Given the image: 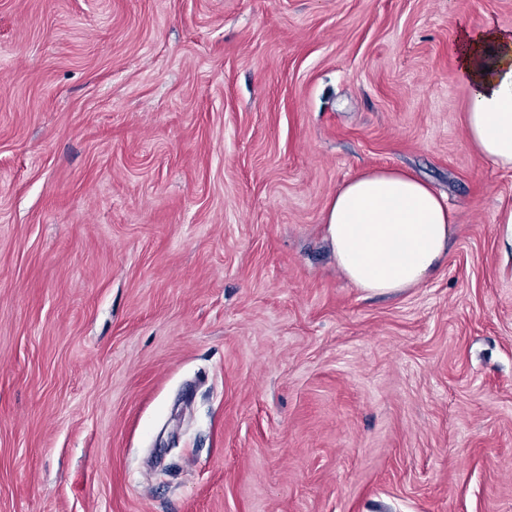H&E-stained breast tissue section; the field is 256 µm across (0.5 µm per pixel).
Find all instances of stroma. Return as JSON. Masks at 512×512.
<instances>
[{
  "label": "stroma",
  "instance_id": "obj_1",
  "mask_svg": "<svg viewBox=\"0 0 512 512\" xmlns=\"http://www.w3.org/2000/svg\"><path fill=\"white\" fill-rule=\"evenodd\" d=\"M512 0H0V512H512V170L459 26ZM457 215L372 295L324 213ZM336 262L357 288L421 286L445 257L456 218L442 196L397 169H370L336 189L325 216Z\"/></svg>",
  "mask_w": 512,
  "mask_h": 512
}]
</instances>
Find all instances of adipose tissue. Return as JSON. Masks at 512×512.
<instances>
[{
    "label": "adipose tissue",
    "mask_w": 512,
    "mask_h": 512,
    "mask_svg": "<svg viewBox=\"0 0 512 512\" xmlns=\"http://www.w3.org/2000/svg\"><path fill=\"white\" fill-rule=\"evenodd\" d=\"M456 73L470 89L466 135L512 170V31L459 29ZM456 218L442 196L397 169H370L337 188L325 216L336 262L356 287L393 293L421 286L445 257Z\"/></svg>",
    "instance_id": "ef3b65f1"
}]
</instances>
